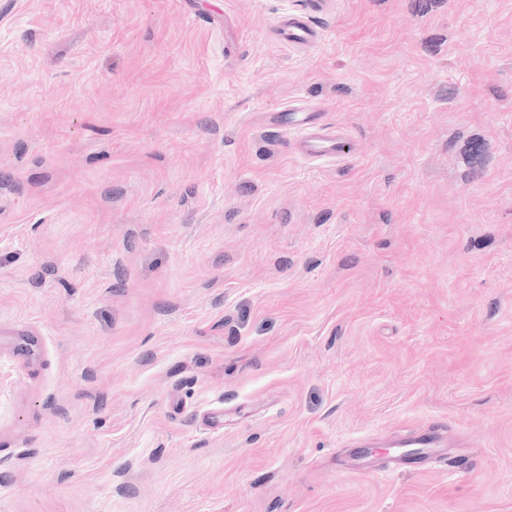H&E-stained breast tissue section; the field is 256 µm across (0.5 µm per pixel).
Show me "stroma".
I'll list each match as a JSON object with an SVG mask.
<instances>
[{
  "label": "stroma",
  "mask_w": 512,
  "mask_h": 512,
  "mask_svg": "<svg viewBox=\"0 0 512 512\" xmlns=\"http://www.w3.org/2000/svg\"><path fill=\"white\" fill-rule=\"evenodd\" d=\"M302 2L0 0V512H512V0ZM278 32L283 44L289 48L313 45L322 36L321 31L313 25L307 12L282 16ZM284 113L279 121L287 125L289 131L299 134L298 145L302 153L320 159L338 158L345 153L343 135L337 128L322 124L320 112L288 108ZM441 430L439 425L433 424L418 431L408 432L394 440L391 448H441Z\"/></svg>",
  "instance_id": "obj_1"
}]
</instances>
